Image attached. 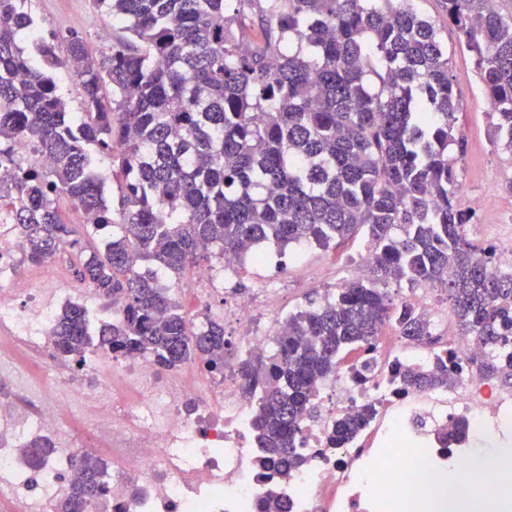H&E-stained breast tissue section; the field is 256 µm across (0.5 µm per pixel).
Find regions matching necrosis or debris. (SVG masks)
I'll return each mask as SVG.
<instances>
[{
	"label": "necrosis or debris",
	"instance_id": "obj_1",
	"mask_svg": "<svg viewBox=\"0 0 512 512\" xmlns=\"http://www.w3.org/2000/svg\"><path fill=\"white\" fill-rule=\"evenodd\" d=\"M36 156L14 151L0 169V505L7 512H52L57 497L79 479L77 459L100 455L108 471L110 512H262L265 500L286 498L289 512H466L449 485L474 472L485 512H512L502 479L512 473V391L497 389L472 366L483 352L474 339L454 335L448 313H436L438 336L459 364L445 389L395 393L392 364L432 354L389 335L373 356L365 382L342 362L322 381L315 417L300 436L307 463L287 481H272L257 468L250 436L253 400L234 368L202 375L194 365L159 373L150 357H115L90 350L82 363L87 380L72 376L69 361L53 349L56 312L70 304L98 308L91 287L49 290L50 269H21L20 228L6 204L10 176ZM219 274L204 272L192 289L194 324L212 310V293L243 267L234 254L218 257ZM278 290L239 297L223 307L225 321L241 330V350L264 355L275 340ZM376 406L373 421L339 448L328 445L336 417L362 404ZM465 421V440L446 451L438 431ZM50 441L54 454L37 473L28 471L21 448Z\"/></svg>",
	"mask_w": 512,
	"mask_h": 512
}]
</instances>
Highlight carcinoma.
I'll use <instances>...</instances> for the list:
<instances>
[{"instance_id":"carcinoma-1","label":"carcinoma","mask_w":512,"mask_h":512,"mask_svg":"<svg viewBox=\"0 0 512 512\" xmlns=\"http://www.w3.org/2000/svg\"><path fill=\"white\" fill-rule=\"evenodd\" d=\"M122 30L106 52L64 39L83 112L69 111L53 70L59 36L17 45L34 31L27 0H0V161L30 145L51 164L20 170L10 196L25 258L69 250L74 272L119 305L93 329L87 311L59 313L53 344L82 363L94 343L115 356L147 355L165 370L199 359L224 373V324L190 327L157 275L218 249L372 243L364 278L288 316L272 354L237 356L257 403L251 430L273 475L306 461L301 425L316 412L319 382L344 355L373 352L390 324L431 350L428 362L393 370L396 392L445 388L453 355L426 314L394 302L392 280L448 295L461 335L487 348L480 373L512 381V272L494 268V247L467 238L473 215L457 202L459 98L448 44L412 0H93ZM448 22L474 61L492 105L493 146L512 155V16L490 0H444ZM120 183L108 203L96 158ZM112 237L94 246L65 222L61 200ZM342 414L332 441L352 439L373 418ZM50 449H24L32 472ZM82 478L54 512L106 501V469L78 458Z\"/></svg>"}]
</instances>
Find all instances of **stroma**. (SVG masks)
Wrapping results in <instances>:
<instances>
[{
	"label": "stroma",
	"instance_id": "1",
	"mask_svg": "<svg viewBox=\"0 0 512 512\" xmlns=\"http://www.w3.org/2000/svg\"><path fill=\"white\" fill-rule=\"evenodd\" d=\"M415 8L435 22L448 44L452 72L461 102L457 131L466 143V153L457 166L462 185L459 196L461 207H468L469 200L484 192L496 194L499 208L492 214L476 213L468 227V238L486 242L496 240L499 245L512 243V156L496 152L490 143V117L483 108L485 91L475 73L469 54L460 48L459 35L449 26L441 0H415ZM38 33L55 31L67 36L76 34L83 38L94 53L108 50L112 37L120 31L119 24H111L108 32H100L89 23L95 10L92 0H28ZM369 244L362 237H354L347 248L334 250L316 245L293 246L282 254L286 266L284 273L268 276L267 272L252 270L230 281L229 296L251 294L261 283L271 280L282 290L286 312L306 308L309 303L322 302L342 280L355 277L362 257Z\"/></svg>",
	"mask_w": 512,
	"mask_h": 512
}]
</instances>
